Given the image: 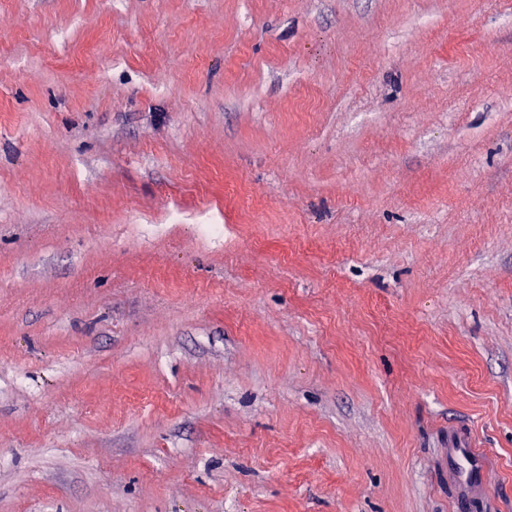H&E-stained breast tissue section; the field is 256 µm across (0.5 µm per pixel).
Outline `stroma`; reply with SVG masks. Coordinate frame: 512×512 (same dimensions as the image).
Instances as JSON below:
<instances>
[{
  "label": "stroma",
  "instance_id": "stroma-1",
  "mask_svg": "<svg viewBox=\"0 0 512 512\" xmlns=\"http://www.w3.org/2000/svg\"><path fill=\"white\" fill-rule=\"evenodd\" d=\"M512 512V0H0V512ZM448 475L453 479L459 500L486 494L489 465L486 454L476 448L465 431H457L448 444Z\"/></svg>",
  "mask_w": 512,
  "mask_h": 512
}]
</instances>
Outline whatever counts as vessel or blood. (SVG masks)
Masks as SVG:
<instances>
[{"instance_id":"b4317fda","label":"vessel or blood","mask_w":512,"mask_h":512,"mask_svg":"<svg viewBox=\"0 0 512 512\" xmlns=\"http://www.w3.org/2000/svg\"><path fill=\"white\" fill-rule=\"evenodd\" d=\"M448 474L459 500L486 493L489 465L485 453L476 448L466 432H457L448 445Z\"/></svg>"}]
</instances>
